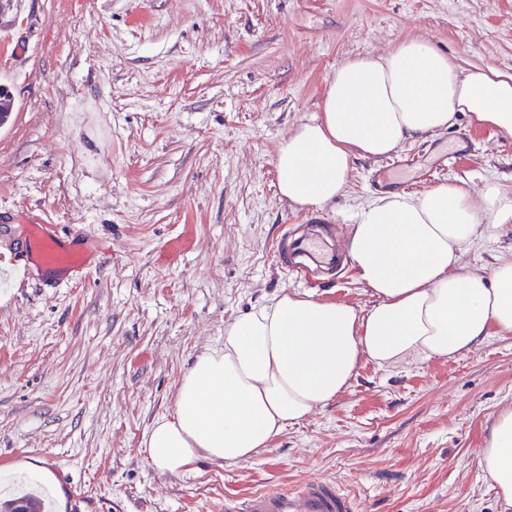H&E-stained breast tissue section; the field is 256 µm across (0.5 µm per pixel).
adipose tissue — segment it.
I'll list each match as a JSON object with an SVG mask.
<instances>
[{
  "instance_id": "obj_1",
  "label": "adipose tissue",
  "mask_w": 512,
  "mask_h": 512,
  "mask_svg": "<svg viewBox=\"0 0 512 512\" xmlns=\"http://www.w3.org/2000/svg\"><path fill=\"white\" fill-rule=\"evenodd\" d=\"M462 113L512 137V75L462 67L423 38L348 58L327 83L319 118L281 141L279 194L323 208L347 192L355 158L387 157ZM511 223L512 194L495 182L476 193L451 182L373 198L348 243L371 306L284 291L254 307L225 327L223 345L195 356L174 411L145 432L143 453L169 474L201 458L238 465L347 389L362 361L398 368L512 335V258L486 274L463 262L487 226ZM478 465L512 506V408L493 421Z\"/></svg>"
}]
</instances>
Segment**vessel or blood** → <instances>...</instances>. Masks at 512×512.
<instances>
[{"label":"vessel or blood","mask_w":512,"mask_h":512,"mask_svg":"<svg viewBox=\"0 0 512 512\" xmlns=\"http://www.w3.org/2000/svg\"><path fill=\"white\" fill-rule=\"evenodd\" d=\"M25 243L35 261L49 271L65 274L82 269L87 263L82 250L62 243L46 224L29 225ZM280 257L291 269H336V259L328 244L316 234L290 240ZM364 508V503L355 500L336 481L320 478L303 480L291 489L271 488L242 500L224 501V512H363Z\"/></svg>","instance_id":"1"}]
</instances>
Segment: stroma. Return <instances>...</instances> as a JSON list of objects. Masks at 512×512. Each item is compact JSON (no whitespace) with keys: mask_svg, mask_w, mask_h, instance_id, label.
Masks as SVG:
<instances>
[{"mask_svg":"<svg viewBox=\"0 0 512 512\" xmlns=\"http://www.w3.org/2000/svg\"><path fill=\"white\" fill-rule=\"evenodd\" d=\"M420 36L465 66L512 74V0H16L0 14V498L39 512H224L228 496L327 478L368 512H503L477 454L512 408V335L391 369L363 361L352 385L251 461L160 472L141 452L196 354L284 291L371 304L347 257L375 197L379 160L320 210L278 193L282 139L317 119L347 58ZM471 154L408 171L403 192L455 181L512 193V137L459 115L402 158ZM30 223L81 248L56 276L16 251ZM325 224L335 274L293 276L278 247ZM512 258V224L463 256L488 273ZM54 480V493L43 488Z\"/></svg>","mask_w":512,"mask_h":512,"instance_id":"obj_1","label":"stroma"}]
</instances>
